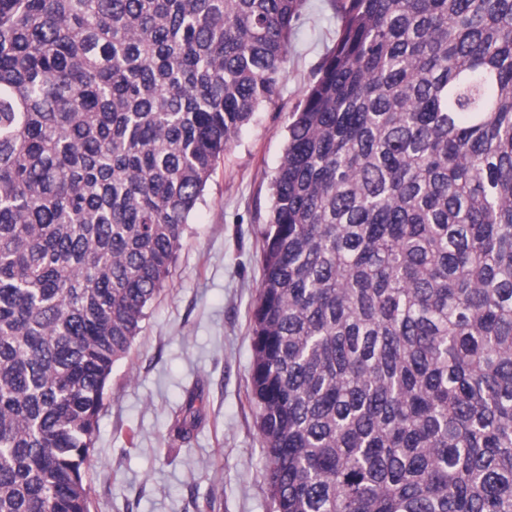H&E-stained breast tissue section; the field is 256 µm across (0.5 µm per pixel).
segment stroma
Wrapping results in <instances>:
<instances>
[{"mask_svg": "<svg viewBox=\"0 0 512 512\" xmlns=\"http://www.w3.org/2000/svg\"><path fill=\"white\" fill-rule=\"evenodd\" d=\"M336 30L329 0H306L279 97L254 112L191 213L104 396L87 472L91 512H274L249 402L261 232L289 116ZM190 405L197 420L182 438L176 427Z\"/></svg>", "mask_w": 512, "mask_h": 512, "instance_id": "35a3bbf8", "label": "stroma"}]
</instances>
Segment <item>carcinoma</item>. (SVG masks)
Masks as SVG:
<instances>
[{
  "label": "carcinoma",
  "instance_id": "1",
  "mask_svg": "<svg viewBox=\"0 0 512 512\" xmlns=\"http://www.w3.org/2000/svg\"><path fill=\"white\" fill-rule=\"evenodd\" d=\"M305 0H0V512L98 416ZM262 231L275 512H512V0H331Z\"/></svg>",
  "mask_w": 512,
  "mask_h": 512
}]
</instances>
